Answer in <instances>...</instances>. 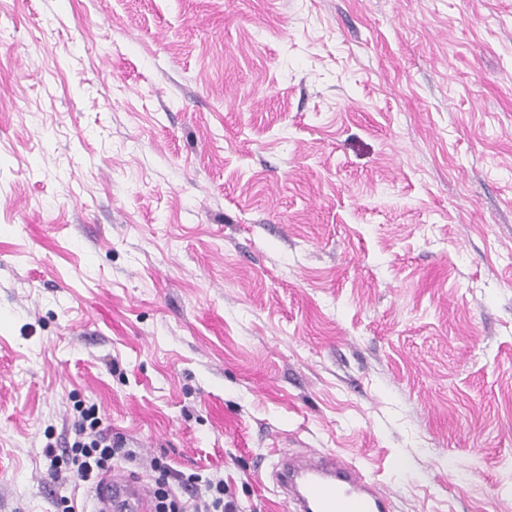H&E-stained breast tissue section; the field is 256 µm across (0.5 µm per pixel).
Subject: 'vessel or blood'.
<instances>
[{"label":"vessel or blood","mask_w":512,"mask_h":512,"mask_svg":"<svg viewBox=\"0 0 512 512\" xmlns=\"http://www.w3.org/2000/svg\"><path fill=\"white\" fill-rule=\"evenodd\" d=\"M287 492V512H391L392 502L379 483L331 453L292 456L274 449ZM91 512H152V495L144 480L123 471L107 473L94 486Z\"/></svg>","instance_id":"obj_1"}]
</instances>
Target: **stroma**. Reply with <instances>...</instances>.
Returning <instances> with one entry per match:
<instances>
[{
	"mask_svg": "<svg viewBox=\"0 0 512 512\" xmlns=\"http://www.w3.org/2000/svg\"><path fill=\"white\" fill-rule=\"evenodd\" d=\"M78 401L235 512H512V0H0V512ZM285 509L294 512H391L392 502L379 483L331 453L292 458L276 448Z\"/></svg>",
	"mask_w": 512,
	"mask_h": 512,
	"instance_id": "1",
	"label": "stroma"
}]
</instances>
